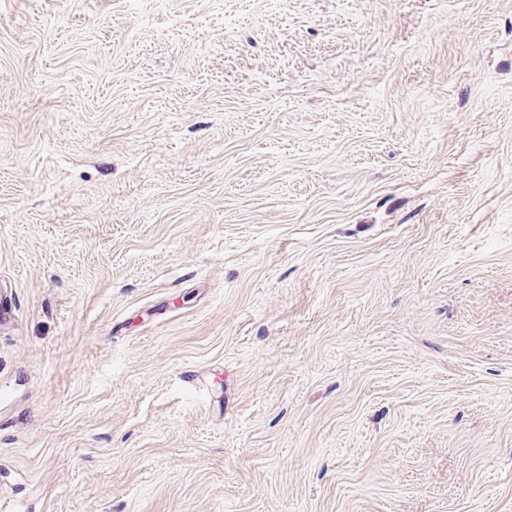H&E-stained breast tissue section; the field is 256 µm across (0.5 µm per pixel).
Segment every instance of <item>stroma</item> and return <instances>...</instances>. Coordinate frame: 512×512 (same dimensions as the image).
Returning a JSON list of instances; mask_svg holds the SVG:
<instances>
[{
  "instance_id": "obj_1",
  "label": "stroma",
  "mask_w": 512,
  "mask_h": 512,
  "mask_svg": "<svg viewBox=\"0 0 512 512\" xmlns=\"http://www.w3.org/2000/svg\"><path fill=\"white\" fill-rule=\"evenodd\" d=\"M0 512H512V0H0Z\"/></svg>"
}]
</instances>
